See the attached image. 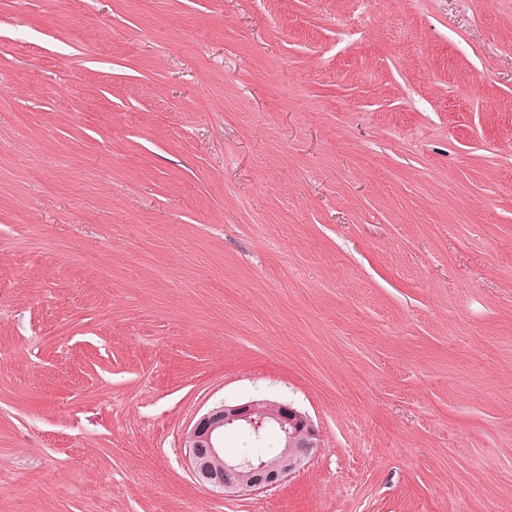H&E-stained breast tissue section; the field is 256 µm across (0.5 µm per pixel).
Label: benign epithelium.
Here are the masks:
<instances>
[{
	"label": "benign epithelium",
	"mask_w": 512,
	"mask_h": 512,
	"mask_svg": "<svg viewBox=\"0 0 512 512\" xmlns=\"http://www.w3.org/2000/svg\"><path fill=\"white\" fill-rule=\"evenodd\" d=\"M266 404L269 413L263 414L256 399L223 402L188 429L184 447L197 481L224 497L269 490L301 471L323 447L321 431L307 413L290 402L268 400ZM271 424L285 436V447L277 461L224 458V430L244 429L259 437Z\"/></svg>",
	"instance_id": "obj_1"
}]
</instances>
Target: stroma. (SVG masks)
<instances>
[{
	"label": "stroma",
	"mask_w": 512,
	"mask_h": 512,
	"mask_svg": "<svg viewBox=\"0 0 512 512\" xmlns=\"http://www.w3.org/2000/svg\"><path fill=\"white\" fill-rule=\"evenodd\" d=\"M0 512H512V0H0ZM259 403L261 401L256 399L222 402L200 416L184 436L187 459L195 478L224 497H239L278 487L288 477L300 472L323 446L321 431L306 412L290 402L266 400L269 413L263 414L260 410L267 406L261 405L260 409ZM270 423L278 427L285 438L271 431L262 441H257ZM231 428L244 429L241 433L256 449L226 456L224 430ZM269 436L277 438L279 448L264 449L262 445ZM258 457L275 462L248 460Z\"/></svg>",
	"instance_id": "obj_1"
}]
</instances>
